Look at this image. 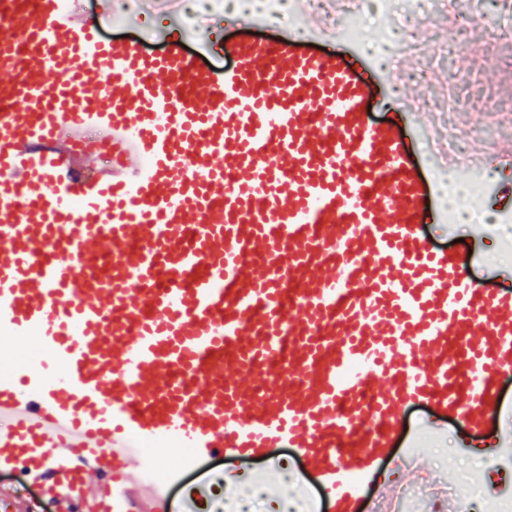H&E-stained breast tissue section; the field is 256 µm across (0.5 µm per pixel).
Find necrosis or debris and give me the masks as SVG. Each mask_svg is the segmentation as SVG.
Instances as JSON below:
<instances>
[{
  "instance_id": "necrosis-or-debris-1",
  "label": "necrosis or debris",
  "mask_w": 512,
  "mask_h": 512,
  "mask_svg": "<svg viewBox=\"0 0 512 512\" xmlns=\"http://www.w3.org/2000/svg\"><path fill=\"white\" fill-rule=\"evenodd\" d=\"M484 1L487 0H472V10L466 13L460 7L461 0H339L338 28L346 41L361 45L365 43L368 25L379 18H387V30L378 44L369 47V52L391 68L401 57L423 54L412 24L413 14L448 15L453 23L443 32L433 51V61L439 64L463 53L468 24L483 16ZM170 4L174 5L183 24L197 34L213 19L234 9L231 0H111L104 22L113 26L128 15L161 11ZM479 90L477 75L451 70L446 74L443 93L422 102V111L429 113L434 124L442 129L441 147L461 159L467 158L474 148H484L490 143L483 129L466 133L461 130V119ZM433 176L437 202L444 208L449 223H484L483 213L472 207L471 201L483 194L485 176H472L460 167L438 163L433 166Z\"/></svg>"
}]
</instances>
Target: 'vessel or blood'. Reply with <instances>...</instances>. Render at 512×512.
Listing matches in <instances>:
<instances>
[{
  "label": "vessel or blood",
  "instance_id": "obj_1",
  "mask_svg": "<svg viewBox=\"0 0 512 512\" xmlns=\"http://www.w3.org/2000/svg\"><path fill=\"white\" fill-rule=\"evenodd\" d=\"M306 33L175 48L104 40L60 0H0V468L59 512H169L144 451L293 449L326 512H374L408 406L512 459V290L421 226L435 188L402 87L317 15ZM385 91L391 120L366 101ZM111 129V160L76 145Z\"/></svg>",
  "mask_w": 512,
  "mask_h": 512
}]
</instances>
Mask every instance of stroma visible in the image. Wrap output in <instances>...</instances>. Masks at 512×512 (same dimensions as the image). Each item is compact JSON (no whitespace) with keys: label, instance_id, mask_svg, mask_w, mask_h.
I'll list each match as a JSON object with an SVG mask.
<instances>
[{"label":"stroma","instance_id":"1","mask_svg":"<svg viewBox=\"0 0 512 512\" xmlns=\"http://www.w3.org/2000/svg\"><path fill=\"white\" fill-rule=\"evenodd\" d=\"M238 14L225 15L204 33L203 41H196L184 30L175 17H151L144 25L163 32L164 37L156 47L157 52L173 48L185 51L197 50L201 42H209L214 51L213 58H223L224 44L243 38L279 36L278 28H247ZM467 47L456 59L455 68L462 73L478 74L485 95H491L500 107L512 104V42L498 40L495 22L489 18L477 19L467 35ZM423 233L439 248H448L458 253L462 266L471 280L485 288H512V274L497 272L498 260L495 236L479 240L469 237L467 225L449 229L445 223H426ZM414 444L425 452L432 474L451 470L453 476H474L503 498L512 501V463L490 468L488 459L475 456L471 446L460 443L456 419L442 415L427 404L409 406L398 429V446ZM252 476L254 484L262 488L259 512H310L313 503L308 494L317 490L316 479L303 472L292 449L275 448L270 460L243 463L224 456L209 457L188 469L180 484L171 490V512H186L187 502L204 506L206 497L219 495L225 504H233V496L225 492L226 479ZM206 488V497L189 499V490ZM24 505L27 512H55V505L40 489L23 490L15 472L0 470V512H17V505Z\"/></svg>","mask_w":512,"mask_h":512}]
</instances>
